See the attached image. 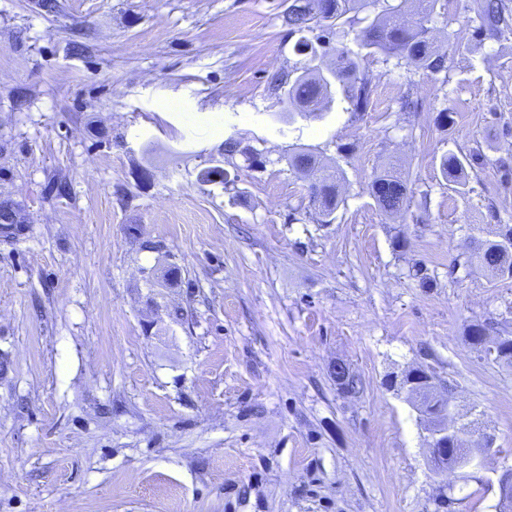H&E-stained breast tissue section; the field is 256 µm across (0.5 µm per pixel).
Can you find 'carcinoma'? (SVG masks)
<instances>
[{
	"label": "carcinoma",
	"mask_w": 512,
	"mask_h": 512,
	"mask_svg": "<svg viewBox=\"0 0 512 512\" xmlns=\"http://www.w3.org/2000/svg\"><path fill=\"white\" fill-rule=\"evenodd\" d=\"M415 4V20L397 21L402 4ZM439 0H289L283 12V24L287 34L300 35L296 50L316 59H330L322 68L318 65L293 70L282 77L279 86H288L286 98L303 115H315L331 101L333 85L342 87L353 112H364L370 103V80L359 70L358 59L381 55L385 59H397L414 64L430 73L446 68V57L429 41L427 23L434 14ZM373 9L376 15L372 23L357 27L358 14ZM480 18L485 30L494 32L500 22L501 9L498 0H482ZM352 37L358 51L333 45V39ZM240 154L250 167H262L266 157L260 150L242 145L232 136L224 140V156L232 158ZM288 165L295 171L312 176L310 202L319 224H331L341 202L340 175L330 169L314 153L300 148L288 155ZM203 180H218L224 184L235 182L228 170L210 167L201 173ZM378 208L385 213H398L409 207L412 189L406 179L394 171L376 176L369 188ZM467 266L491 272L497 276L512 277V225H506L504 241H485L476 244ZM468 340L480 353L496 347L494 362L512 366V340L492 335L488 324L476 322L469 327ZM337 391L352 394L360 391V380L350 373L343 376L333 372Z\"/></svg>",
	"instance_id": "1"
}]
</instances>
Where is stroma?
Here are the masks:
<instances>
[{
	"mask_svg": "<svg viewBox=\"0 0 512 512\" xmlns=\"http://www.w3.org/2000/svg\"><path fill=\"white\" fill-rule=\"evenodd\" d=\"M480 2L442 0V72L367 58V111L337 91L290 119L271 80L309 58L285 0H0V200L25 219L0 233V512H497L496 484L433 477L386 384L432 372L512 468V367L467 340L512 336V277L448 275L512 225V0L492 36ZM232 135L266 167L225 159ZM298 146L343 172L333 223ZM215 165L235 183L202 181ZM392 166L413 190L395 218L369 194Z\"/></svg>",
	"mask_w": 512,
	"mask_h": 512,
	"instance_id": "stroma-1",
	"label": "stroma"
}]
</instances>
